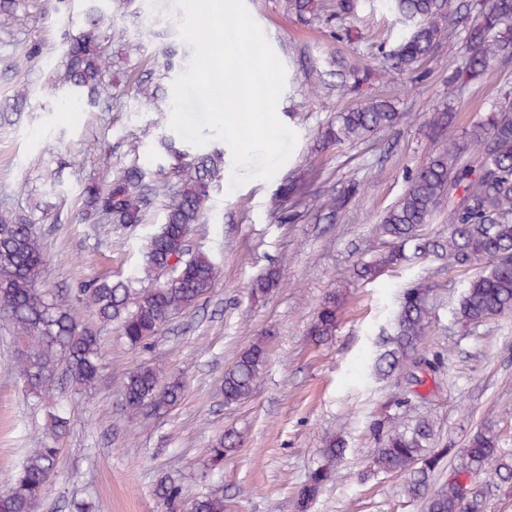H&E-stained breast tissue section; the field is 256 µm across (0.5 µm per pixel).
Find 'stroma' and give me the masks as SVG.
Masks as SVG:
<instances>
[{
  "label": "stroma",
  "mask_w": 512,
  "mask_h": 512,
  "mask_svg": "<svg viewBox=\"0 0 512 512\" xmlns=\"http://www.w3.org/2000/svg\"><path fill=\"white\" fill-rule=\"evenodd\" d=\"M26 3L24 26L0 17V102L19 88L30 90L29 111L14 123L0 121V206L23 210L38 200L57 216V223L41 227L51 257L46 287L70 295L82 281L123 279L141 264L149 236L163 222L162 204H154L145 223L135 226L82 224L76 210L85 184L110 180L120 167L136 164L148 178L163 173L176 181L177 161L165 154V139L192 155L224 153V178L190 241L193 250L214 256L220 271L212 293L144 347L127 344L114 327L77 310V318L96 329L106 353L100 378L95 389L57 390L40 403L11 372L16 337L9 320L0 317V492L9 489L27 451L46 444L47 414L55 409L66 413L71 428L56 443V474L39 512H64L74 498L92 503L93 512H166L154 488L167 475L178 480L187 502L220 483L226 512H295L298 488L325 438L333 435L345 440L346 459L309 512H422L421 503H407L403 477L366 475L377 446L370 425L384 410L402 425L431 418L440 448H463L489 418L501 430L503 447L512 449V314L470 331L453 324L449 310L470 274L432 257L370 284L355 275L360 261L388 250L377 230L379 218L402 195L407 174L438 146L429 126L433 108L450 104L457 114L453 132L461 134L501 92L512 91V65L455 97L448 94L446 77L465 51L461 40L443 45L418 80L380 72L368 90L396 97L401 122L367 143L323 150L321 130L356 99L336 90L312 92L309 60L325 61L338 52L363 56L379 68L376 45L393 27V17L360 5L342 22L349 39L338 41L325 27L299 21L287 0H245L285 67L277 115L297 140L271 179L235 186L233 154L225 142L213 139L198 147L171 126L167 101L193 52L179 34L183 12L173 0H112V23L123 32L112 45L113 88L157 76L165 50L177 56L161 81L163 101L131 93L109 112L66 107L44 82L65 33L79 26L82 0L61 12L53 11V0ZM37 41L47 45L44 57L25 62ZM106 155L111 165H103ZM54 171L61 182L56 192L44 180ZM351 180L362 183V192L336 223L319 221L328 196ZM288 182L296 187L288 204L299 216L278 224L270 218V204ZM272 264L281 272L279 288L266 300L252 301L251 280ZM413 282L429 286L436 308L422 352L445 360L440 380H427L417 397L399 379L378 381L370 374L379 333ZM334 288L347 291L348 303L332 340L313 344L307 326ZM263 334L269 357L259 388L250 399L225 406L219 394L225 369ZM154 362L182 377L184 397L164 416L128 418L122 382ZM229 431L240 436V447L227 454L219 472L207 474L212 442Z\"/></svg>",
  "instance_id": "stroma-1"
}]
</instances>
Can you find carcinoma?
<instances>
[{
	"mask_svg": "<svg viewBox=\"0 0 512 512\" xmlns=\"http://www.w3.org/2000/svg\"><path fill=\"white\" fill-rule=\"evenodd\" d=\"M399 24L398 43L383 59L390 70L420 74L421 66L434 55L446 38L460 36L465 46L462 63L448 73V91L457 93L471 81L492 77L512 62V0H377ZM24 0H0V15L21 22ZM359 0H288V9L300 21L336 19L354 12ZM122 33L112 26L106 0H83L79 32L64 38L65 50L51 67L48 87L65 91V102L82 109L110 108L112 83V42ZM336 89L359 92L370 76L358 60H348L336 72ZM28 91L18 90L0 107V112H21L27 106ZM395 102L385 97H368L343 112L321 132L320 146L357 145L388 132L401 121ZM454 123L448 107L431 114L430 126L443 139L428 160L411 173L403 195L380 217L378 229L394 247L360 265L356 276L374 280L386 271L416 258L448 260V268L474 269L452 311L453 320L476 328L512 313V98L493 105L471 125L462 137L445 140ZM224 154L218 150L190 156L182 154L178 182L147 179L132 165L121 170L106 185L91 182L82 191L77 212L81 224L136 225L155 200L166 197L165 222L154 234L143 256V270L160 279L155 286L139 291L131 288L140 281L93 279L83 283L71 303L59 302L42 278L47 263L37 225L48 220L40 206L29 212L0 211V314L13 325L19 347L11 365L27 391L35 397L52 389L55 373L64 366L66 379L74 386L92 387L98 381L103 353L95 331L72 313L81 306L103 324L117 323L119 334L131 345H144L162 332L178 314L190 311L211 293L217 278L212 256L190 253L193 227L202 223L205 203L213 187L223 178ZM295 187H282L275 196L271 215L280 224L295 221L298 213L284 205ZM361 191L350 182L327 200L328 218L334 220ZM448 202V239L429 238L423 227L436 220L443 202ZM279 269L269 266L250 285L252 297L260 300L278 288ZM429 287L418 283L406 288L390 318L386 347L373 361L374 377L405 376L410 387L436 377L443 362L420 354L432 323L428 303ZM346 304L345 293L331 291L322 300L309 324L307 335L320 344L336 334L339 315ZM269 354L266 339L260 337L244 349L224 371V404L249 399L258 387ZM184 395L183 382L163 364H148L129 373L122 383L124 410L131 419L159 416L178 405ZM379 437L370 464L372 475L406 477L407 499L424 501L425 512H485L493 491H512V453L499 447L495 425L483 422L469 437L466 447H433L435 428L428 418L406 427L392 424L382 413L371 423ZM240 446L239 437L228 432L210 448L213 467L223 465L225 453ZM59 449H33L9 490L0 495V512H33L55 469ZM344 441L334 436L319 450V462L298 490L297 512H307L325 483L346 457ZM456 464L443 477L445 457ZM483 472L489 481L479 492L463 498L462 481ZM155 495L167 512H183L181 488L173 480L157 482ZM193 512H224V492L216 490L191 502Z\"/></svg>",
	"mask_w": 512,
	"mask_h": 512,
	"instance_id": "1",
	"label": "carcinoma"
}]
</instances>
